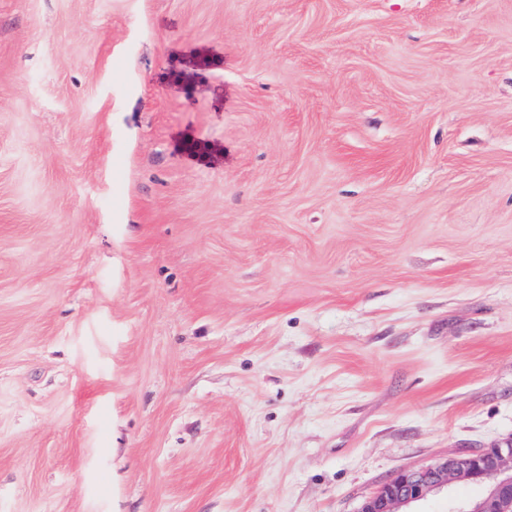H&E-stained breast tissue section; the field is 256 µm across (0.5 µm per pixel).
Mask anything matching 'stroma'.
Listing matches in <instances>:
<instances>
[{"label":"stroma","mask_w":512,"mask_h":512,"mask_svg":"<svg viewBox=\"0 0 512 512\" xmlns=\"http://www.w3.org/2000/svg\"><path fill=\"white\" fill-rule=\"evenodd\" d=\"M509 440L512 0H0V512Z\"/></svg>","instance_id":"obj_1"}]
</instances>
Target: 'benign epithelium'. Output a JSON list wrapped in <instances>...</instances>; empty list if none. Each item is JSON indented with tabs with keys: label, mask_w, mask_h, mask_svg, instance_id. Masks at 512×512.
<instances>
[{
	"label": "benign epithelium",
	"mask_w": 512,
	"mask_h": 512,
	"mask_svg": "<svg viewBox=\"0 0 512 512\" xmlns=\"http://www.w3.org/2000/svg\"><path fill=\"white\" fill-rule=\"evenodd\" d=\"M458 479L477 480L485 489L480 498L455 512H512V441L402 470L367 497L359 512H409L429 494Z\"/></svg>",
	"instance_id": "1"
}]
</instances>
